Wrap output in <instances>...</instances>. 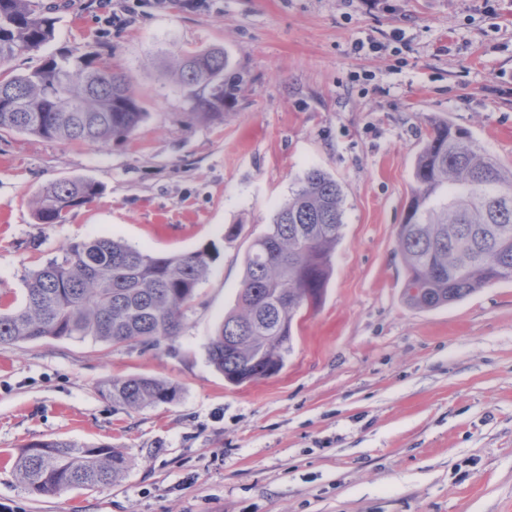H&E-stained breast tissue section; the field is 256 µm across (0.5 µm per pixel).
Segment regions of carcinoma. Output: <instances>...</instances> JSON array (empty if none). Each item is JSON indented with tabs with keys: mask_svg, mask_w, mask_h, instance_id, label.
<instances>
[{
	"mask_svg": "<svg viewBox=\"0 0 512 512\" xmlns=\"http://www.w3.org/2000/svg\"><path fill=\"white\" fill-rule=\"evenodd\" d=\"M51 10L38 0H0V65L54 40ZM171 69L203 117L232 103L243 82L226 76L229 62L220 50L180 52ZM200 88L209 94L199 95ZM145 116L130 76L112 68L100 50L55 53L29 72L0 78V133L106 146L132 136ZM413 179L396 239L406 304L436 309L512 278V169L468 133L434 120ZM101 192L99 183L83 177L50 181L39 192L36 218L60 224ZM342 227L341 185L320 168L308 169L250 245L236 307L210 338L209 360L227 382L241 386L282 369L295 319L321 301L333 275ZM210 260L207 250L151 255L105 236L73 243L30 274L18 306L0 312V346L91 337L157 347L179 334ZM103 394L116 406L140 409L174 401L179 388L128 376L110 380ZM128 468L118 448L69 440L30 443L15 464L34 496L103 489Z\"/></svg>",
	"mask_w": 512,
	"mask_h": 512,
	"instance_id": "obj_1",
	"label": "carcinoma"
}]
</instances>
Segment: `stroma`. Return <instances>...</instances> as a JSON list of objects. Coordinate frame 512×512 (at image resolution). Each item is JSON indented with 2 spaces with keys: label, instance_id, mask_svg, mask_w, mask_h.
<instances>
[{
  "label": "stroma",
  "instance_id": "35a3bbf8",
  "mask_svg": "<svg viewBox=\"0 0 512 512\" xmlns=\"http://www.w3.org/2000/svg\"><path fill=\"white\" fill-rule=\"evenodd\" d=\"M55 18L51 43L0 69L106 42L146 117L106 147L0 136V303L99 236L213 258L159 347H0V512H512V278L415 309L396 250L431 118L512 168V0H64ZM209 48L243 85L203 118L168 67ZM313 166L343 188L333 276L298 315L284 368L230 385L207 344L250 244ZM78 176L101 194L39 223L41 187ZM133 375L180 394L137 410L103 396ZM51 439L121 449L130 466L109 488L30 495L15 455Z\"/></svg>",
  "mask_w": 512,
  "mask_h": 512
}]
</instances>
